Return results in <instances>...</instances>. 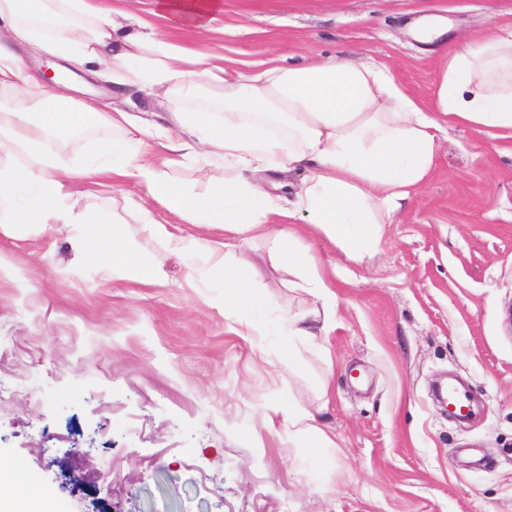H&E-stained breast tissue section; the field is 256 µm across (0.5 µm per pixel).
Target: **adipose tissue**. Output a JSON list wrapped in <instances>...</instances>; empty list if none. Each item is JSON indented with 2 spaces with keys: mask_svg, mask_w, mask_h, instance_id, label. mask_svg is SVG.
<instances>
[{
  "mask_svg": "<svg viewBox=\"0 0 512 512\" xmlns=\"http://www.w3.org/2000/svg\"><path fill=\"white\" fill-rule=\"evenodd\" d=\"M95 18L87 36L77 38L64 27L46 29L52 5ZM223 8L222 0H158L157 15L180 28L205 34ZM0 92L23 81L21 59L12 42L45 33L44 50L79 67L118 68L116 87L135 84L149 95L194 98L201 84L224 87V117L206 112H177L176 141L160 135L158 145L187 157L223 159L231 170L222 187L198 195L165 180L151 163L140 160L143 120L126 111H100L96 101H74L66 89L49 96L51 105L39 121L23 122L24 107H0V155L14 157L0 169V234L15 238L56 224L69 235L79 258H93L102 268L126 279L156 283L160 268L130 243L138 231L169 239L193 281L224 291V315L257 336L262 349L293 357L296 344L315 337V321L330 322L335 302L330 285L288 226L298 216L337 245L345 257L360 259L376 246L382 226L402 200L426 184L435 169L437 134L454 118L488 129L512 131V38L493 37L445 57L436 72V99L423 108L385 66L355 62L342 55L284 68L276 58L233 67L214 64L173 41H158L146 22L131 15L114 17L97 0H0ZM115 129L83 167L63 162L58 145L85 120ZM309 171L291 208L279 207L252 173L272 163ZM112 176L145 183L148 202L137 204V225L110 224L99 229L96 217L73 216L72 204L91 179ZM157 202L185 224H206L246 236L267 230L279 263L299 271L308 289L324 297L322 314L287 320L274 316L259 289L250 287L224 253V275L210 265L215 249L192 235L168 232L149 207ZM289 440L307 450L315 476H326L323 454L331 440L307 409L289 404L283 413ZM13 464L0 465V512H44L43 498L23 485Z\"/></svg>",
  "mask_w": 512,
  "mask_h": 512,
  "instance_id": "ef3b65f1",
  "label": "adipose tissue"
}]
</instances>
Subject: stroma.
<instances>
[{"mask_svg": "<svg viewBox=\"0 0 512 512\" xmlns=\"http://www.w3.org/2000/svg\"><path fill=\"white\" fill-rule=\"evenodd\" d=\"M156 3L111 0L151 21L154 38L217 56L384 65L426 105L445 55L512 31V0H223L201 36L156 20ZM71 97L168 130L177 110L224 115L223 88L119 93L108 68ZM147 150L175 186L202 195L224 183L223 160ZM146 194L110 180L76 210L132 225ZM296 229L336 314L291 366L260 354L222 292L194 287L163 239L133 243L165 273L144 284L73 262L55 226L0 238V384L12 392L0 457L47 492L49 512H512V132L448 120L431 179L362 260L306 221ZM234 253L274 313L321 309L271 241ZM443 377L474 398L470 420L436 403ZM290 401L334 442L327 478L288 439Z\"/></svg>", "mask_w": 512, "mask_h": 512, "instance_id": "35a3bbf8", "label": "stroma"}]
</instances>
